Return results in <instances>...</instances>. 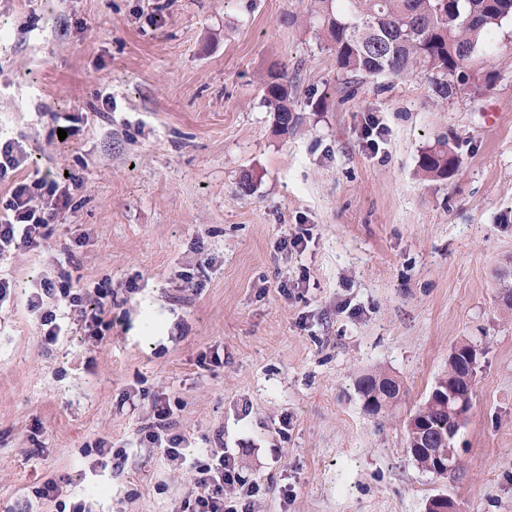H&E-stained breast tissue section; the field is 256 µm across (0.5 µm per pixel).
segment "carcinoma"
Masks as SVG:
<instances>
[{
  "instance_id": "carcinoma-1",
  "label": "carcinoma",
  "mask_w": 512,
  "mask_h": 512,
  "mask_svg": "<svg viewBox=\"0 0 512 512\" xmlns=\"http://www.w3.org/2000/svg\"><path fill=\"white\" fill-rule=\"evenodd\" d=\"M312 23L349 79L426 76L433 92L448 97L463 78L480 90L489 78L468 72L469 61L485 46L487 35L512 21V0H313ZM285 75L273 74L264 87V102L276 122L290 120ZM459 158L439 140L423 153L425 179L446 180Z\"/></svg>"
}]
</instances>
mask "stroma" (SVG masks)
<instances>
[{
  "label": "stroma",
  "mask_w": 512,
  "mask_h": 512,
  "mask_svg": "<svg viewBox=\"0 0 512 512\" xmlns=\"http://www.w3.org/2000/svg\"><path fill=\"white\" fill-rule=\"evenodd\" d=\"M310 0H0V139L77 179L41 249L0 256V512H179L190 466L223 437L260 491L248 512H512V23L472 63L344 88ZM294 23H286V16ZM287 72L293 120L263 101ZM111 96L103 111L102 96ZM76 115L59 140L51 113ZM380 127L367 144L368 125ZM448 140L461 166L422 177ZM309 231L298 253L284 234ZM106 281L114 325L45 346L27 299L46 277ZM152 313L156 330L139 325ZM462 342L480 354L457 467L423 471L406 423ZM224 362L202 368L200 354ZM399 379L367 409L358 383ZM166 394L182 461L141 443L129 403ZM123 451L102 465L97 440Z\"/></svg>",
  "instance_id": "obj_1"
}]
</instances>
